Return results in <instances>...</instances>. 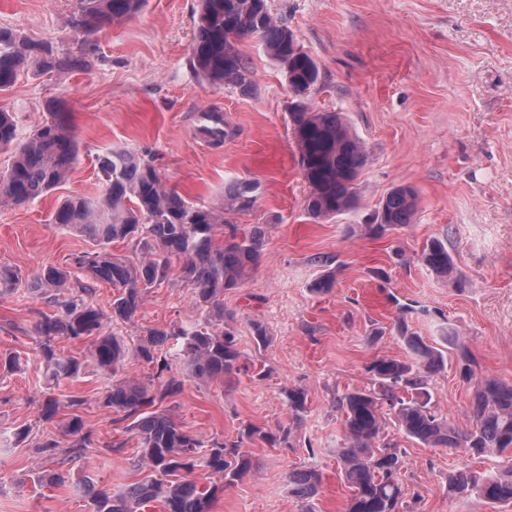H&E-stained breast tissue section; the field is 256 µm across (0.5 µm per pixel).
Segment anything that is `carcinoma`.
<instances>
[{"mask_svg": "<svg viewBox=\"0 0 512 512\" xmlns=\"http://www.w3.org/2000/svg\"><path fill=\"white\" fill-rule=\"evenodd\" d=\"M144 0H78L77 25L91 28L127 19L138 13ZM197 33L191 46L196 73L209 85L232 84L244 95L253 90L251 71L243 61L239 42L260 37L267 56L280 68L296 102L289 112L299 153V167L310 187L308 215L332 219L354 209V182L367 166L370 153L340 112H322L309 103L321 81L316 61L299 44L297 34L274 17L266 0H200ZM36 47L19 34L0 29V90L11 87L28 65ZM45 70L87 65L85 56L62 60L50 49L37 56ZM49 119L28 136L19 137L13 116L0 110V152L11 151L0 171V204H23L50 192L64 181L78 158L77 141L66 121L65 106L55 102ZM103 192L96 197L65 200L52 223L67 227L93 241L97 249L85 252L77 264L95 279L118 290L112 297V319L128 322L137 315L145 292L168 277L172 259L182 261V279L194 286L196 304L205 311L197 325L168 329L154 327L134 348L123 338L103 331L105 315L91 299V289L69 287V272L50 266L34 287L50 294L56 309L36 325L43 359L55 380L79 370L73 357L56 352L54 341L94 338L91 356L104 374H116L129 355L151 367L147 375L112 382L103 405L122 416L136 440L140 480L123 491L89 488L88 512H145L154 502L163 512H214L224 485L250 472L249 458L238 442L219 437L205 440L186 431L170 415V406L189 380L207 383L230 380L242 370L235 343V313L224 309V291L239 287L257 266L266 230L255 224L242 234L232 232L214 243L216 228L226 223L224 213L253 207L257 183L236 179L224 188V207L197 206L167 188L149 150L112 151L99 159ZM417 193L409 186L394 188L379 203L375 223L360 225L365 235L382 236L411 223ZM347 226V236L356 232ZM126 241L137 260L106 250L114 241ZM421 261L433 271L452 276L455 261L448 243L436 239L422 250ZM399 316L393 330L406 349L402 359L378 355L367 372L370 386L353 388L336 397L343 418L342 442L336 449L339 473L351 496L345 512H401L406 496L401 480L403 457L395 439L385 434V412H390L401 433L429 448L462 449L471 455L501 454L512 448V384L490 376L478 378L468 423L459 425L436 407L431 380L448 369V336L432 342L412 332L405 316L416 312L410 303H396ZM179 345L182 368L174 369L158 354L168 341ZM455 361L476 376L475 359L463 342H455ZM306 393L288 390V406L295 419L306 411ZM82 419L74 414L64 426L71 437V457L91 445ZM207 470L209 482L199 484L196 469ZM301 498L317 495L320 475L299 469L289 476ZM448 489L473 497L494 508L512 503V464L497 474L482 476L469 470L448 475Z\"/></svg>", "mask_w": 512, "mask_h": 512, "instance_id": "1", "label": "carcinoma"}]
</instances>
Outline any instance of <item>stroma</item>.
<instances>
[{"label":"stroma","instance_id":"stroma-1","mask_svg":"<svg viewBox=\"0 0 512 512\" xmlns=\"http://www.w3.org/2000/svg\"><path fill=\"white\" fill-rule=\"evenodd\" d=\"M270 12L294 30L318 63L322 81L310 95L320 111L341 112L367 143L371 159L354 184L356 210L325 221L306 210L310 193L299 171L288 121L292 97L282 72L259 38L239 47L254 80L251 94L233 86L203 84L190 63L199 0H147L132 18L96 31L76 26L77 0H0V29L63 56L93 44L85 69H23L0 92V108L14 112L18 132L30 133L64 101L79 156L67 180L34 201L0 205V265L19 276L0 286V353L18 356L19 368L0 370V512H86L76 485L90 478L114 492L138 480L136 450L124 422L102 400L110 377L91 359L89 341L55 342L58 354L77 358L76 376L48 386L35 326L53 308L30 281L44 268L62 267L72 283L94 285L92 297L108 319L106 331L136 343L156 326L202 321L194 289L172 261L169 276L143 297L129 322L111 320L112 285L95 282L75 258L94 244L54 226L58 205L74 196L101 193L100 156L115 149L151 150L167 188L189 202L219 206L224 187L237 178L258 182L251 209L228 214L230 227H266L258 267L242 286L225 291L236 314L234 331L245 359L261 357L271 373L263 380L239 374L234 382H187L172 406L175 420L208 439L242 440L252 463L248 477L225 486L215 512H344L350 490L341 480L335 448L342 439L335 398L366 386V367L379 354L404 356L389 330L397 302H417L427 315L409 317L424 339L440 326L468 345L480 373L512 383V0H267ZM223 112L227 136L196 140L199 109ZM418 194L411 224L382 237H346L394 188ZM444 239L458 274L448 279L419 256L432 239ZM335 270L331 293L311 285ZM269 342L257 349L253 322ZM378 343L368 338L376 330ZM302 388L307 409L292 422L287 393ZM473 387L457 365L433 381V397L457 423L467 421ZM83 399L79 414L92 444L79 459L66 458L70 443L58 420L41 416L47 397ZM278 435L289 445L247 437L248 428ZM403 482L421 494L418 512H512L491 509L448 491L458 469L486 472L507 456L476 458L461 450L429 448L400 437ZM58 443L46 457L39 443ZM125 441L123 453L109 442ZM320 473L317 496L297 497L288 482L295 469ZM66 484L52 483L59 469Z\"/></svg>","mask_w":512,"mask_h":512}]
</instances>
